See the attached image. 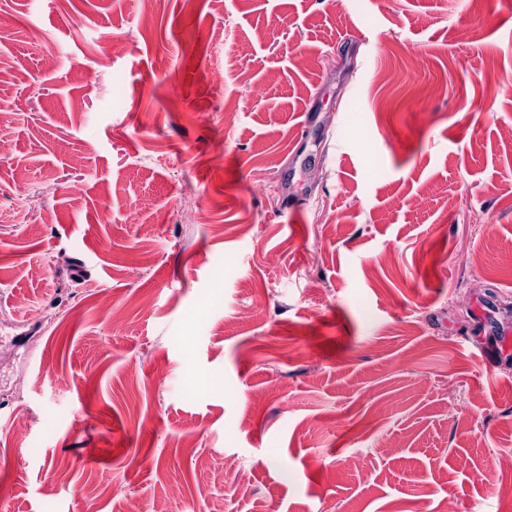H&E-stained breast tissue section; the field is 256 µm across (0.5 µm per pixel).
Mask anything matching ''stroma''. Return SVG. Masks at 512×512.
<instances>
[{"instance_id": "1", "label": "stroma", "mask_w": 512, "mask_h": 512, "mask_svg": "<svg viewBox=\"0 0 512 512\" xmlns=\"http://www.w3.org/2000/svg\"><path fill=\"white\" fill-rule=\"evenodd\" d=\"M0 76V512H497L512 0H0Z\"/></svg>"}]
</instances>
